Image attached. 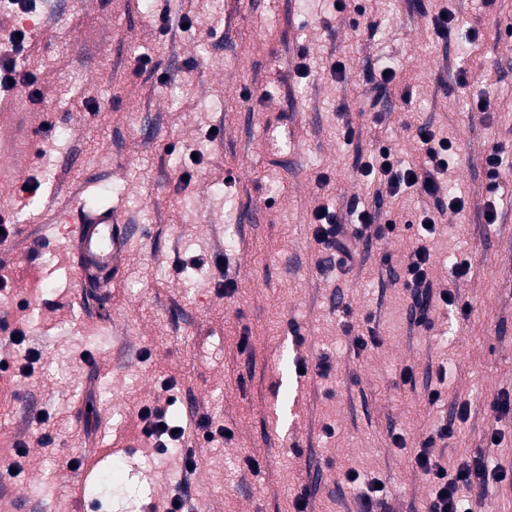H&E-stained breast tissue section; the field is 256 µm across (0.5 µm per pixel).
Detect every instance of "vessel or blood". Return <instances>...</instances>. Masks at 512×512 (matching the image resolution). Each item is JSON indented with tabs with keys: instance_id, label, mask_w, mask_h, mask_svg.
<instances>
[{
	"instance_id": "b4317fda",
	"label": "vessel or blood",
	"mask_w": 512,
	"mask_h": 512,
	"mask_svg": "<svg viewBox=\"0 0 512 512\" xmlns=\"http://www.w3.org/2000/svg\"><path fill=\"white\" fill-rule=\"evenodd\" d=\"M73 226L75 268L81 285H99L109 274H117L128 253V243L137 225L128 223L112 208L75 206L67 217Z\"/></svg>"
}]
</instances>
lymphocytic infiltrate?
<instances>
[{"mask_svg": "<svg viewBox=\"0 0 512 512\" xmlns=\"http://www.w3.org/2000/svg\"><path fill=\"white\" fill-rule=\"evenodd\" d=\"M25 44V39L13 34L0 43V89L11 86L24 89L28 102L35 104L42 99L37 77L18 64ZM415 139L420 150L418 160H401L388 145L380 143L368 160L358 161L356 173L360 181L374 186L376 196L396 199L413 192L426 198V205L418 211L397 216L382 213L374 207L351 205L340 213L321 205L313 211L312 236L335 259L339 271L347 274L365 263L364 257L354 247L355 239L382 240L395 235L401 228L413 231L417 244L403 265V286L409 294L414 325L429 329L433 326V307L450 308L463 318L470 311L469 304L462 302L458 294L442 287L431 277V254L426 245L427 239L434 236V226L441 216L449 210H463L465 199L448 190L446 173L456 156L452 141L439 136L427 123L416 128ZM162 389L166 394L164 405H142L138 418L142 436L152 442L158 452L164 453L178 447L185 435L176 431L169 415L170 406L177 401L176 380L165 379ZM454 433L453 423L441 425L420 442L412 458L415 468L434 485L428 512H472L464 496L465 490L473 487L484 489L489 483L490 471L485 454H477L463 462L453 473L440 463L435 447L447 442Z\"/></svg>", "mask_w": 512, "mask_h": 512, "instance_id": "obj_1", "label": "lymphocytic infiltrate"}]
</instances>
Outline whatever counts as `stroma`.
Segmentation results:
<instances>
[{"instance_id": "1", "label": "stroma", "mask_w": 512, "mask_h": 512, "mask_svg": "<svg viewBox=\"0 0 512 512\" xmlns=\"http://www.w3.org/2000/svg\"><path fill=\"white\" fill-rule=\"evenodd\" d=\"M362 5L378 24L370 36L353 31L350 13L326 17V0H36L26 63L43 100L29 104L20 89L0 97V133L13 139L0 145V209L21 226L0 245V275L10 282L0 316L15 321L27 302L41 360L31 376H0V459L11 458L17 440L29 445L24 474L0 476V512H85L88 488L108 471L114 490L96 512H142L178 485L190 512H293L304 489L307 512H359L358 488L343 478L348 468L384 483L392 512H425L433 486L411 459L419 440L449 420L455 435L438 449L449 471L483 451L505 475L469 491L476 512H512V412L490 408L512 398V174L496 196L500 223L480 218L486 155L498 143L512 155V40L498 29L512 17V0ZM445 9L479 38L433 35L431 20ZM161 10L170 19L165 35L151 22ZM186 15L189 31L181 28ZM302 49L346 60V82L319 68L297 78ZM141 55L150 59L142 72ZM383 61L412 99L390 94L381 124L363 122L345 143L339 110L357 115L366 73ZM461 67L469 71L463 88L455 82ZM480 98L487 112L476 109ZM425 122L453 141L448 180L467 201L430 240L431 271L471 306L459 321L436 309L428 332L412 326L399 280L411 232L360 242L367 270L342 276L317 273L322 252L311 229L322 204L422 207L417 195L376 197L354 168L380 141L402 159L417 156L412 128ZM46 123L49 138L40 134ZM195 153V178L177 193L176 167L191 165ZM320 172L332 176L330 191L316 187ZM32 177L42 183L33 197L20 190ZM78 201L112 206L142 229L103 292L80 287L58 222ZM228 226L236 231L231 248ZM218 253L237 282L233 294L218 293L207 270L193 278L175 271L176 259ZM456 257L473 264L457 283L449 270ZM366 314L379 343L360 352L345 327ZM85 349L96 368L81 362ZM324 355L329 376L300 374L299 360L312 365ZM406 367L414 370L407 384ZM167 377L180 387L170 415L203 462L191 476L179 453L159 454L144 441L136 416L140 405L164 399ZM432 389L440 399L431 405ZM463 401L470 412L461 421ZM44 409L55 415L48 446L38 443ZM202 414L232 438L193 435ZM397 434L406 447L394 446ZM67 457L83 459L79 475L64 466ZM250 457L258 468L247 466Z\"/></svg>"}]
</instances>
